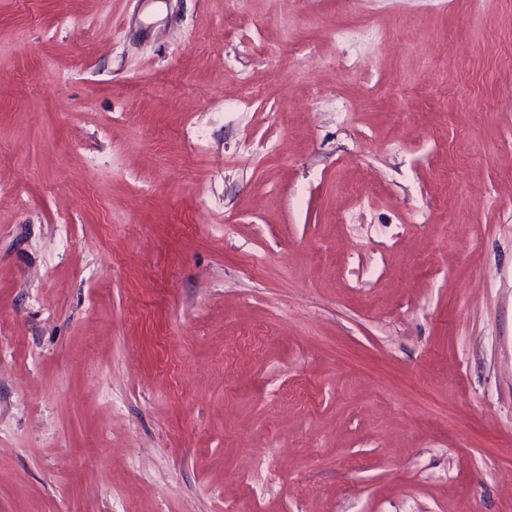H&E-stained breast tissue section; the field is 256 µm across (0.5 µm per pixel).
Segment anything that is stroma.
Wrapping results in <instances>:
<instances>
[{
  "instance_id": "stroma-1",
  "label": "stroma",
  "mask_w": 512,
  "mask_h": 512,
  "mask_svg": "<svg viewBox=\"0 0 512 512\" xmlns=\"http://www.w3.org/2000/svg\"><path fill=\"white\" fill-rule=\"evenodd\" d=\"M512 0H0V512H512Z\"/></svg>"
}]
</instances>
